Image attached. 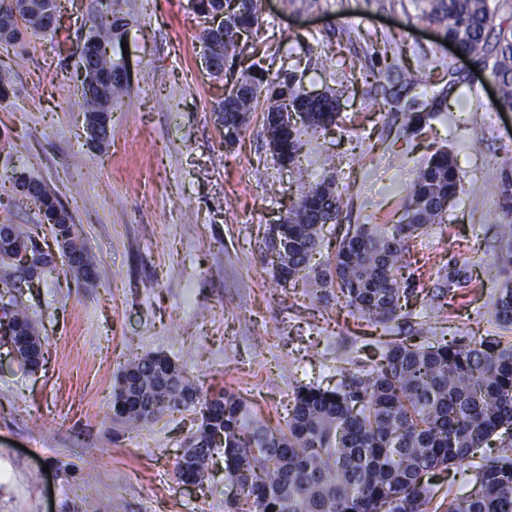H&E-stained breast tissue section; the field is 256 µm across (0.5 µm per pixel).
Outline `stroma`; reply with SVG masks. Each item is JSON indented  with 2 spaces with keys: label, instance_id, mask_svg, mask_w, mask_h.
I'll use <instances>...</instances> for the list:
<instances>
[{
  "label": "stroma",
  "instance_id": "obj_1",
  "mask_svg": "<svg viewBox=\"0 0 512 512\" xmlns=\"http://www.w3.org/2000/svg\"><path fill=\"white\" fill-rule=\"evenodd\" d=\"M261 23L234 66L288 69L305 90L338 89L341 120L305 145L312 180L335 179L343 206L324 227L335 241L358 224H404V187L437 149L465 182L442 223L411 241L409 318L358 319L313 283L277 288L264 230L296 201L292 167L268 149L262 111L228 145L213 108L226 80L202 63L207 26L188 0H112L127 26L115 47L128 91L101 148L85 143L78 52L97 0H61L54 39L0 54V224H37L13 171L45 183L76 225L95 282L55 270L24 302L45 361L19 365L0 346V512H227L239 490L223 455L202 484L178 483L175 464L201 415L166 412L135 431L112 418L120 368L161 352L205 389L232 390L269 426L282 424L297 386H335L339 366L375 359L380 343L481 339L512 343L493 314L506 218L497 185L512 169V112L494 107L490 65H470L416 0H258ZM443 110L432 113L433 97ZM428 119L403 137L404 113ZM467 263L471 280L444 293L438 272ZM430 333L420 334V325ZM464 467L438 471L429 512L468 493Z\"/></svg>",
  "mask_w": 512,
  "mask_h": 512
}]
</instances>
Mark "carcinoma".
Returning a JSON list of instances; mask_svg holds the SVG:
<instances>
[{"instance_id":"cac0c4a2","label":"carcinoma","mask_w":512,"mask_h":512,"mask_svg":"<svg viewBox=\"0 0 512 512\" xmlns=\"http://www.w3.org/2000/svg\"><path fill=\"white\" fill-rule=\"evenodd\" d=\"M14 9L0 14V46L24 35H54L44 23L45 11L58 10L57 0H13ZM192 9L208 17L224 12L231 0H190ZM422 15L445 23L444 36L478 63L493 60L499 107L512 109V0H421ZM259 24L257 0H237L224 16V27L203 34L205 57L216 60L214 76L224 72V59L239 47L238 35ZM123 18L112 12L93 18L80 61L87 81L81 83L86 126L97 132L87 145L97 149L112 133V112L125 84L117 78L122 65L108 47L121 35ZM301 78L284 72L270 75L259 67L224 93L213 109L224 127V143L233 145L245 129L247 114L263 97L268 103L264 131L276 142L273 158L292 165L301 149V127L326 130L339 117V98L329 90L320 98L304 97ZM29 185L28 198L51 225L55 242L69 247V271L85 279L92 271L88 252L77 243L60 202L38 179L21 174L15 185ZM481 188L465 185L453 155L434 152L406 188L412 212L406 224H360L336 244L333 258L311 265L322 247L327 222L339 220L341 194L335 181L323 179L301 186L296 204L282 224L269 227L286 242L270 261L272 279L282 288L300 276L322 288L335 287L362 318L386 324L400 317L406 299L400 270L409 240L443 216L458 195ZM499 207L512 215V171L503 173ZM507 242L501 268L512 267V224L497 225ZM36 240L29 225L0 228V344L17 347L18 362L39 364V336L27 308L18 299L27 263L26 248ZM452 292L470 281L466 265H453L443 276ZM497 322L512 326V281L505 280L493 304ZM200 408L201 422L189 436L204 461L224 449V471L243 496L237 512H428L432 499L429 475L476 457L499 430L512 431V346L483 340L469 344L412 346L386 343L369 367L342 376L332 389L298 388L286 429L272 430L258 420L236 394H204L187 372L166 355L150 353L125 366L112 399L113 416L127 424L149 423L164 412ZM475 490L451 499L447 512H512V434L500 441L499 455L474 465Z\"/></svg>"}]
</instances>
